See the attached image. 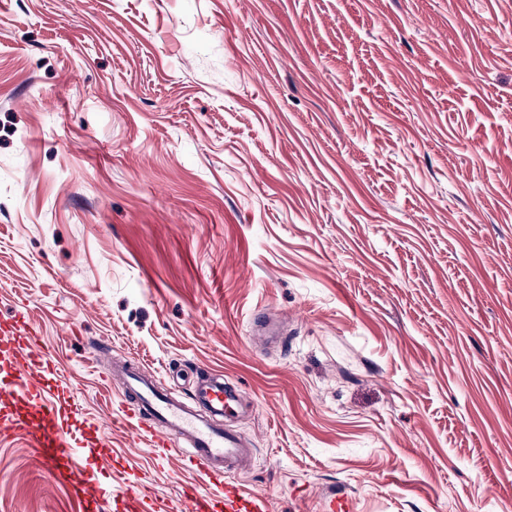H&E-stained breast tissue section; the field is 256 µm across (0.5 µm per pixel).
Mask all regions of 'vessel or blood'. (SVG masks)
Here are the masks:
<instances>
[{"mask_svg": "<svg viewBox=\"0 0 512 512\" xmlns=\"http://www.w3.org/2000/svg\"><path fill=\"white\" fill-rule=\"evenodd\" d=\"M44 347L23 314L0 320V430L23 434L56 480L86 507L98 498L99 481L73 448L69 423L77 415L68 387L54 379ZM122 408L113 419L148 442L158 458L182 446L186 465L203 482L224 491L222 504L189 488L190 512H268L264 498L227 483L226 474L248 456V440L229 425L241 405L237 385L205 374L183 400L132 364L121 375Z\"/></svg>", "mask_w": 512, "mask_h": 512, "instance_id": "1", "label": "vessel or blood"}]
</instances>
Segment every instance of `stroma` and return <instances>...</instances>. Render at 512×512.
Masks as SVG:
<instances>
[{
    "label": "stroma",
    "mask_w": 512,
    "mask_h": 512,
    "mask_svg": "<svg viewBox=\"0 0 512 512\" xmlns=\"http://www.w3.org/2000/svg\"><path fill=\"white\" fill-rule=\"evenodd\" d=\"M20 310L112 450L98 512L200 480L111 424L128 361L239 386L269 512H512V0H0ZM0 512H78L17 435ZM152 499V496L148 495L143 491L140 483H133L128 489L125 499L121 502L120 506H116V511L121 512H140L148 500Z\"/></svg>",
    "instance_id": "stroma-1"
}]
</instances>
